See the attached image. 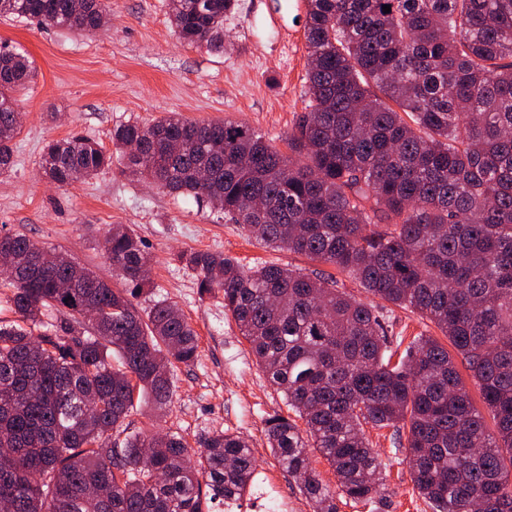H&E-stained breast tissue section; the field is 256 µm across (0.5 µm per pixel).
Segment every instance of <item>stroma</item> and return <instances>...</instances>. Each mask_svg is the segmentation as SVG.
Masks as SVG:
<instances>
[{
    "instance_id": "stroma-1",
    "label": "stroma",
    "mask_w": 512,
    "mask_h": 512,
    "mask_svg": "<svg viewBox=\"0 0 512 512\" xmlns=\"http://www.w3.org/2000/svg\"><path fill=\"white\" fill-rule=\"evenodd\" d=\"M168 3L109 0L110 20L93 34L0 18V41L20 46L37 67L34 82L18 94L21 128L15 165L0 176V233H24L108 281L105 235L115 224L132 228L153 257V284L136 298L137 308L149 311L159 299L175 305L197 334L200 357L194 366L172 367L167 410L156 419L147 408L132 412L127 433L171 431L194 446L216 429L240 432L257 459L254 494L240 512H314L265 435L266 419L292 415L283 394L266 379L222 295L199 296L195 273L178 255L208 249L247 267L271 262L307 272L322 270V263L258 242L222 213L138 181L117 161L71 186L43 175L46 142L78 133L109 150L115 126L147 124L168 112L194 121H243L284 148L308 104L304 0H237L218 51L180 42ZM334 277L340 291L374 303L390 342L438 336L419 313L372 299L353 275ZM365 436L386 466L384 487L367 505L337 497V512H433L414 488L407 451L393 430L369 426Z\"/></svg>"
}]
</instances>
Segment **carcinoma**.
I'll use <instances>...</instances> for the list:
<instances>
[{
  "mask_svg": "<svg viewBox=\"0 0 512 512\" xmlns=\"http://www.w3.org/2000/svg\"><path fill=\"white\" fill-rule=\"evenodd\" d=\"M391 11L383 12V6ZM236 0H170L174 32L224 47ZM108 0H0V17L76 33L100 30ZM307 113L281 153L243 122L166 114L112 132L129 173L224 213L264 244L348 272L375 298L428 318L449 352L416 336L392 361L370 303L333 277L278 265L244 267L218 251H184L200 295L221 292L269 382L302 419L272 416L266 436L315 512L336 492L373 501L383 464L364 426L405 435L412 481L434 512H512V0H308ZM36 67L0 43V175L20 131L14 93ZM112 165L97 140L47 143L58 186ZM25 280L0 277L16 315L0 320V503L9 512H233L250 493L248 441L215 430L190 451L174 432L112 439L135 402L171 401L195 331L165 300L141 313L149 286L141 239L112 225L104 252L113 288L19 232L0 234ZM67 278V291L57 284ZM471 372L495 425L462 383ZM150 449L148 457L142 450Z\"/></svg>",
  "mask_w": 512,
  "mask_h": 512,
  "instance_id": "1",
  "label": "carcinoma"
}]
</instances>
